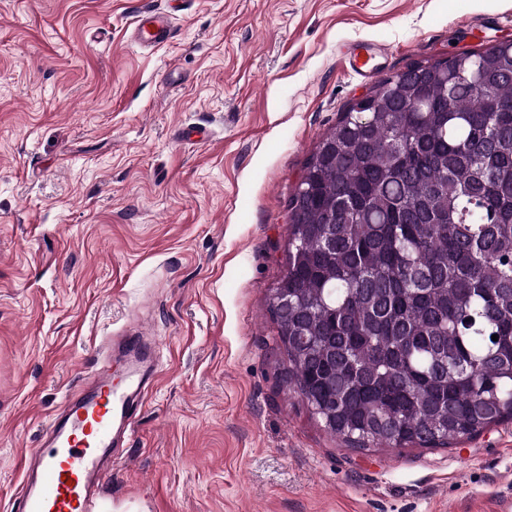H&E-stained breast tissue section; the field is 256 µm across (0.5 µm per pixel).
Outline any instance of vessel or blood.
I'll return each mask as SVG.
<instances>
[{"instance_id": "1", "label": "vessel or blood", "mask_w": 512, "mask_h": 512, "mask_svg": "<svg viewBox=\"0 0 512 512\" xmlns=\"http://www.w3.org/2000/svg\"><path fill=\"white\" fill-rule=\"evenodd\" d=\"M134 37L142 46L166 42L165 13L141 12ZM155 342L140 335L112 338L103 363L66 395L36 448L24 458L11 512H106L112 464L156 382Z\"/></svg>"}]
</instances>
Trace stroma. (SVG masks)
Segmentation results:
<instances>
[{"label":"stroma","instance_id":"obj_1","mask_svg":"<svg viewBox=\"0 0 512 512\" xmlns=\"http://www.w3.org/2000/svg\"><path fill=\"white\" fill-rule=\"evenodd\" d=\"M147 6L172 20L151 49ZM510 36L512 0H0V512L125 330L161 360L112 512H512V421L348 447L283 387L269 306L323 134L408 65ZM135 40L142 46H153L166 42L171 37L167 15L157 10H146L134 22Z\"/></svg>","mask_w":512,"mask_h":512}]
</instances>
